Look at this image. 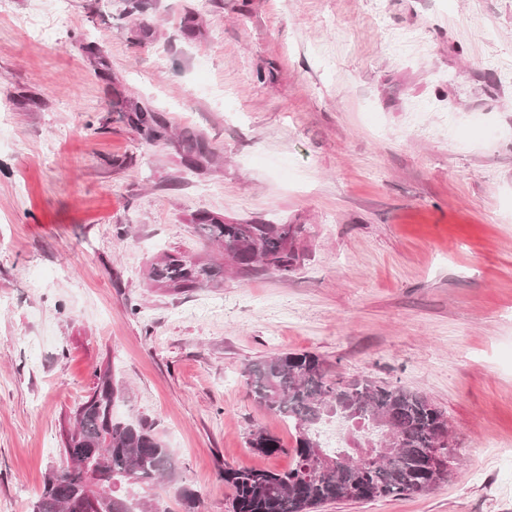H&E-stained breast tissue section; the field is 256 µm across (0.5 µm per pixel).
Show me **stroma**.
Listing matches in <instances>:
<instances>
[{"label":"stroma","mask_w":512,"mask_h":512,"mask_svg":"<svg viewBox=\"0 0 512 512\" xmlns=\"http://www.w3.org/2000/svg\"><path fill=\"white\" fill-rule=\"evenodd\" d=\"M62 4L0 14V512L65 466L63 419L107 370L198 512H230L224 466L294 463L245 375L286 351L419 392L456 450L424 492L317 512H512V463L482 448L512 444V0ZM401 29L425 40L405 59ZM200 213L305 225L301 261L150 285L163 253L217 257ZM258 429L285 452L249 448ZM127 112H134V116H131L130 120L146 134L148 141L154 142L164 138L166 129L160 124L152 110L137 104H129Z\"/></svg>","instance_id":"35a3bbf8"}]
</instances>
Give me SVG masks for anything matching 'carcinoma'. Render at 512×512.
<instances>
[{"label":"carcinoma","instance_id":"1","mask_svg":"<svg viewBox=\"0 0 512 512\" xmlns=\"http://www.w3.org/2000/svg\"><path fill=\"white\" fill-rule=\"evenodd\" d=\"M128 111L134 113L130 120L148 141L164 138L166 129L152 110L131 104ZM196 221L203 236L222 249L224 264L164 253L149 268L152 284L186 292L218 284L226 264L243 273L261 266L286 275L300 260L306 232L302 224H230L212 215H200ZM246 375L253 400L295 430V463L285 471L224 466V483L233 491L231 512H315L327 503L409 496L434 485L422 460L448 423L422 394L364 378L334 381L311 352L287 351L254 361ZM121 397L123 391L110 373L98 376L92 394L69 416L63 441L66 465L46 478L30 512H81L83 472L91 467L98 477L104 512H159L158 500L146 489L162 480L176 485L184 512H195L196 494L178 485L175 450L152 426L117 418L113 407ZM336 411L350 415L345 446L333 451L346 456V462L331 473L308 477L305 468L312 444L320 443L317 430ZM374 414L389 417L404 455L365 467L353 456L352 444L369 431L375 437L380 434L372 425ZM249 447L266 455L284 451L280 439L262 429L251 433Z\"/></svg>","mask_w":512,"mask_h":512}]
</instances>
